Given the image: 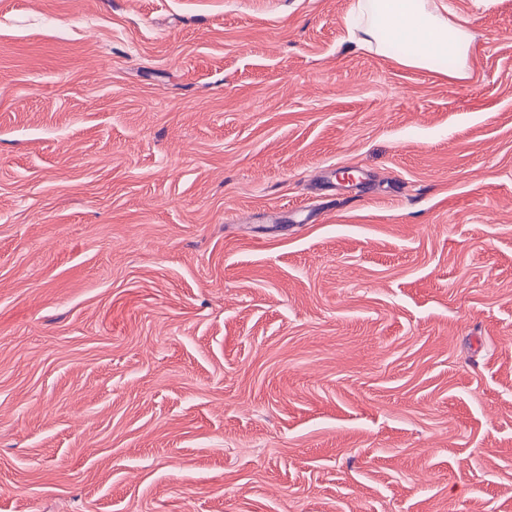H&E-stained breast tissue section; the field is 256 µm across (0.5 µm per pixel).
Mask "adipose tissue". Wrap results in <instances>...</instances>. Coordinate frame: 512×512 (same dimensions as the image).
<instances>
[{"instance_id": "obj_1", "label": "adipose tissue", "mask_w": 512, "mask_h": 512, "mask_svg": "<svg viewBox=\"0 0 512 512\" xmlns=\"http://www.w3.org/2000/svg\"><path fill=\"white\" fill-rule=\"evenodd\" d=\"M353 19L359 20V48L383 55L391 42H400V65L424 70L436 56L456 61L455 79L469 78L472 36L467 28L449 19L436 0H354Z\"/></svg>"}]
</instances>
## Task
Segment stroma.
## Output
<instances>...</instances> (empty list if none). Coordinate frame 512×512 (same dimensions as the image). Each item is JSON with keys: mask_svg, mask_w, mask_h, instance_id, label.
<instances>
[{"mask_svg": "<svg viewBox=\"0 0 512 512\" xmlns=\"http://www.w3.org/2000/svg\"><path fill=\"white\" fill-rule=\"evenodd\" d=\"M352 2L0 0V512H512V0ZM437 0H355L351 20L364 19L356 43L361 49L380 55H398L407 68L429 69L438 55L457 62L451 76L463 81L470 77L468 60L472 36L467 28L449 19ZM393 44V54L389 44ZM393 50V51H394Z\"/></svg>", "mask_w": 512, "mask_h": 512, "instance_id": "stroma-1", "label": "stroma"}]
</instances>
